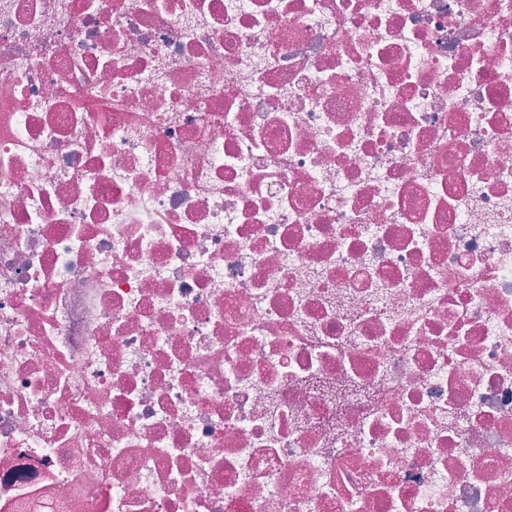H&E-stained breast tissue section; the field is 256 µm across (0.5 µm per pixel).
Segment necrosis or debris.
<instances>
[{
    "label": "necrosis or debris",
    "instance_id": "necrosis-or-debris-1",
    "mask_svg": "<svg viewBox=\"0 0 512 512\" xmlns=\"http://www.w3.org/2000/svg\"><path fill=\"white\" fill-rule=\"evenodd\" d=\"M0 512H512V0H0Z\"/></svg>",
    "mask_w": 512,
    "mask_h": 512
}]
</instances>
